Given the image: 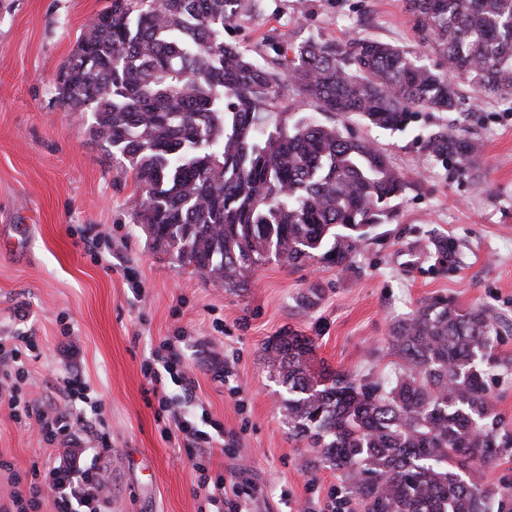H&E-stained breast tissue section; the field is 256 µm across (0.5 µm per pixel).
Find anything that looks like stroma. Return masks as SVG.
Returning <instances> with one entry per match:
<instances>
[{"mask_svg": "<svg viewBox=\"0 0 512 512\" xmlns=\"http://www.w3.org/2000/svg\"><path fill=\"white\" fill-rule=\"evenodd\" d=\"M107 0H0V337L32 336L38 347L19 392L30 405L68 407L55 390L78 375L103 406L97 419L71 418L70 440L112 488V512H209L208 488L185 453L187 438L165 439L142 370L152 349L173 340L195 380L192 399L176 385L194 421L224 426L208 456L210 480L243 467L255 488L253 512H319L329 495L364 508L352 481L335 469L308 468L312 451L288 430L287 396L263 350L273 337H312L314 370L386 380L398 370L389 353L392 324L421 300L442 295L480 307L498 322L491 403L512 422V102L458 87L455 112H420L393 132L352 116L324 115L372 141L410 187L378 240L350 269L317 263L293 269L270 262L242 287L213 283L157 249L134 223L135 180L92 133L94 118L70 115L58 94L61 66ZM294 41L344 42L366 36L422 52L404 0H262L224 38L254 47L271 29ZM458 128L484 160L480 178L456 174L424 151L422 135ZM451 238L453 259L427 244ZM323 288L315 307L300 299ZM108 436L111 451L98 445ZM46 445L36 420L21 424L0 407V495L12 477L32 480Z\"/></svg>", "mask_w": 512, "mask_h": 512, "instance_id": "35a3bbf8", "label": "stroma"}]
</instances>
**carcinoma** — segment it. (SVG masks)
<instances>
[{
	"instance_id": "cac0c4a2",
	"label": "carcinoma",
	"mask_w": 512,
	"mask_h": 512,
	"mask_svg": "<svg viewBox=\"0 0 512 512\" xmlns=\"http://www.w3.org/2000/svg\"><path fill=\"white\" fill-rule=\"evenodd\" d=\"M258 0H110L59 74L62 105L91 109L94 135L135 176L132 214L153 244L234 287L276 260L349 267L391 220L409 182L371 142L282 105L293 90L320 112L404 131L420 110L454 112L458 82L512 96V0H405L418 42L448 72L391 43L224 40ZM461 176L480 156L439 126L423 144ZM495 321L442 296L391 327L400 373L384 391L310 367L313 339L265 346L288 391L291 436L356 478L370 512H512V487L475 478L512 450L493 412Z\"/></svg>"
}]
</instances>
